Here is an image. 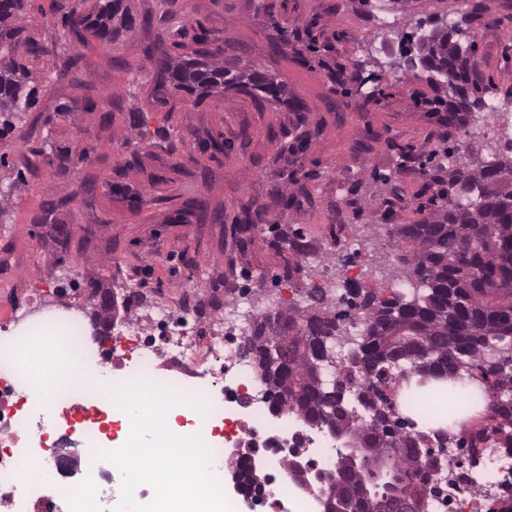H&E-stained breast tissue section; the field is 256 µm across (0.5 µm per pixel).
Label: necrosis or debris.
<instances>
[{
    "instance_id": "1",
    "label": "necrosis or debris",
    "mask_w": 512,
    "mask_h": 512,
    "mask_svg": "<svg viewBox=\"0 0 512 512\" xmlns=\"http://www.w3.org/2000/svg\"><path fill=\"white\" fill-rule=\"evenodd\" d=\"M205 309V300L195 292L180 303L178 315L164 309L123 319L124 333L144 343L136 351L113 350L112 385L139 379L200 397L207 404L206 414H193L180 432L201 434L214 474L224 470L227 447L243 449L238 459L243 466L250 463L246 449H255L269 464L260 483L268 490L270 512H279L287 501L303 502L311 510L327 490L325 476L336 468L342 441L293 414L273 412L264 384L238 349L236 333L252 322V310L235 302L225 305L223 321L206 326ZM44 324L58 330V343L82 338L77 319L41 308L13 335L1 336L0 349L24 347L31 332ZM153 328L162 334V348L147 343ZM73 369L83 374V381L39 402L29 398L18 363L0 358V512H111L117 504L121 473L93 453L120 448L131 427L117 403L101 393L98 373L87 358H80ZM59 449L78 457V469L58 482L54 500L31 502L24 486L30 477L55 472ZM447 456L449 462L467 467L472 482L450 488L447 471L429 473L427 482L436 489L430 512H500L512 500V448L503 437L488 440L478 455L455 447ZM295 459L307 466L311 491H302L293 477Z\"/></svg>"
}]
</instances>
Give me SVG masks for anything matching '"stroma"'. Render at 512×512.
Wrapping results in <instances>:
<instances>
[{"label":"stroma","mask_w":512,"mask_h":512,"mask_svg":"<svg viewBox=\"0 0 512 512\" xmlns=\"http://www.w3.org/2000/svg\"><path fill=\"white\" fill-rule=\"evenodd\" d=\"M94 2L26 3L29 32L48 52L28 60L36 105L0 137V331L32 292L82 314L92 271L113 288L136 283L143 310L176 307L198 289L213 321L243 284L262 312L354 265L367 272L363 288L389 297L398 226L440 206L449 167L505 155L512 0H127L151 27L84 44L63 15ZM430 15L468 17L462 41L476 45L478 95L499 105L461 130L433 105L425 71L392 64L403 35ZM204 30L225 58L272 74L306 111L243 89L199 102L162 89L148 47L161 39L187 53ZM282 33L287 46L273 50ZM302 131L309 147L297 152ZM295 182L294 205L280 210L275 198ZM249 205L267 212L243 233ZM297 235L311 250L290 275L292 255L274 243Z\"/></svg>","instance_id":"1"}]
</instances>
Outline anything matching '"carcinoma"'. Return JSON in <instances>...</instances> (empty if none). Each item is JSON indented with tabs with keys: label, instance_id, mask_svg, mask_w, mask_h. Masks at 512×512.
Instances as JSON below:
<instances>
[{
	"label": "carcinoma",
	"instance_id": "obj_1",
	"mask_svg": "<svg viewBox=\"0 0 512 512\" xmlns=\"http://www.w3.org/2000/svg\"><path fill=\"white\" fill-rule=\"evenodd\" d=\"M25 0H0V115L4 132L13 119L35 105L37 88L29 87L23 60L46 52L24 24ZM64 24L84 39L89 32L111 43L122 31L135 27L126 0H96L83 14L73 9ZM462 29L433 23L419 37L407 33L401 52L411 65L437 76L435 91L450 95L436 102L444 107V121L464 127L482 99L474 96L472 79L475 44L461 45ZM150 59L171 89L201 100L238 87L254 97L274 99L296 112L307 107L285 98L286 89L259 69H240L224 60L221 47L174 55L155 42ZM444 203L423 220L399 227L398 260L409 268L407 280L425 287L419 302L414 295L395 291L385 299L375 292L355 290L362 321L360 334L349 342V364L336 363V345L344 337L345 311L329 308L321 289L308 292L304 307L281 306L260 313L241 350L263 380L273 408L287 411L345 441L347 453L338 456L336 470L327 477V496L347 512H387L396 495L425 484L416 480L423 467L441 469L447 461L429 448L426 435L400 428L394 422L382 385L387 379L421 386L447 378L451 383L491 382L497 398L493 419H502L499 432L512 444V355L491 363L484 344L496 337H512V157L478 162L468 169L448 171ZM94 327L117 317V300L96 274L88 276Z\"/></svg>",
	"mask_w": 512,
	"mask_h": 512
}]
</instances>
